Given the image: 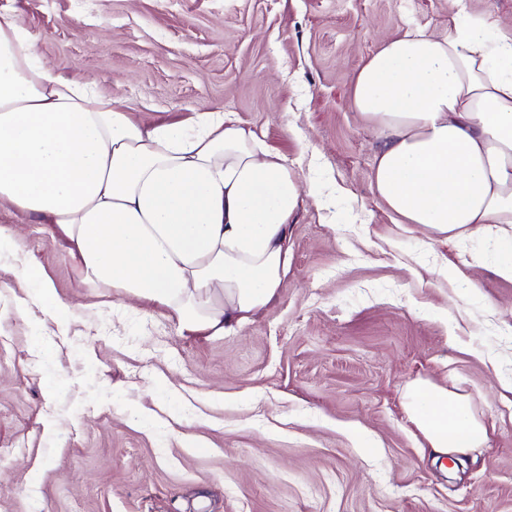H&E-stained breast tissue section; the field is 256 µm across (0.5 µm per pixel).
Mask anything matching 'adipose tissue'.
Returning <instances> with one entry per match:
<instances>
[{
    "label": "adipose tissue",
    "mask_w": 512,
    "mask_h": 512,
    "mask_svg": "<svg viewBox=\"0 0 512 512\" xmlns=\"http://www.w3.org/2000/svg\"><path fill=\"white\" fill-rule=\"evenodd\" d=\"M487 27L384 38L353 97L383 141L372 187L387 209L444 237L493 230L512 280V36ZM35 41L0 8V208L44 219L83 283L157 304L183 335L249 322L281 287L289 226L315 190L223 110L140 122ZM406 410L437 454L487 439L469 400L430 382Z\"/></svg>",
    "instance_id": "obj_1"
}]
</instances>
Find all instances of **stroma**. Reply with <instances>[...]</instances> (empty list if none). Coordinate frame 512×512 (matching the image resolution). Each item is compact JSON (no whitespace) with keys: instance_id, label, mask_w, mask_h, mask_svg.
<instances>
[{"instance_id":"35a3bbf8","label":"stroma","mask_w":512,"mask_h":512,"mask_svg":"<svg viewBox=\"0 0 512 512\" xmlns=\"http://www.w3.org/2000/svg\"><path fill=\"white\" fill-rule=\"evenodd\" d=\"M38 53L141 121L233 113L322 188L262 311L184 336L84 284L38 217L0 256V512H512V281L492 239L399 223L354 78L383 38L512 0H0ZM481 267H471L473 254ZM36 262L69 304L27 288ZM467 396L486 444L434 460L406 395ZM23 278L34 288H38L41 299L54 310L59 319L62 320L68 315L70 306L51 292L39 266L35 264L26 266L23 269Z\"/></svg>"}]
</instances>
